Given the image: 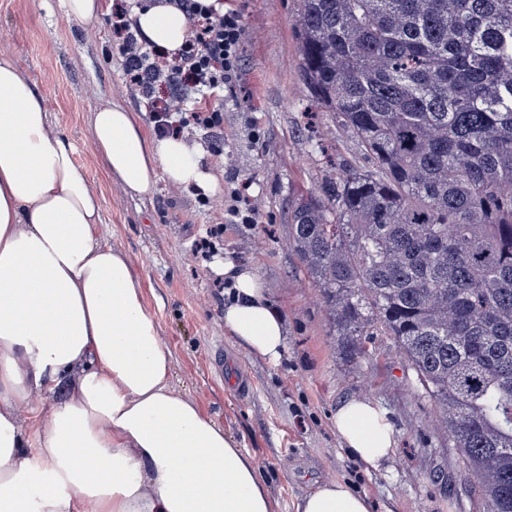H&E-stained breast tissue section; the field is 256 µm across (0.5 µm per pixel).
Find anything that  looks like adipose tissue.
<instances>
[{
  "mask_svg": "<svg viewBox=\"0 0 512 512\" xmlns=\"http://www.w3.org/2000/svg\"><path fill=\"white\" fill-rule=\"evenodd\" d=\"M142 41L177 53L190 37L168 0L133 14ZM108 176L134 197L159 179L214 191L201 146L146 132L122 104L92 116ZM72 142L51 132L43 97L0 59V512H274L254 458L171 382L172 357L144 303L128 255L101 243L102 197L76 167ZM224 331L247 354L279 361L286 326L249 266L218 264ZM67 396L23 429L14 414L30 391ZM353 454L378 467L395 444L372 401L334 416ZM295 512H370L336 480L297 500Z\"/></svg>",
  "mask_w": 512,
  "mask_h": 512,
  "instance_id": "1",
  "label": "adipose tissue"
}]
</instances>
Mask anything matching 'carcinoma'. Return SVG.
<instances>
[{
  "label": "carcinoma",
  "instance_id": "1",
  "mask_svg": "<svg viewBox=\"0 0 512 512\" xmlns=\"http://www.w3.org/2000/svg\"><path fill=\"white\" fill-rule=\"evenodd\" d=\"M312 99L372 167L293 211L288 246L354 358L383 331L512 512V0H297Z\"/></svg>",
  "mask_w": 512,
  "mask_h": 512
}]
</instances>
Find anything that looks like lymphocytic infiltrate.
Returning a JSON list of instances; mask_svg holds the SVG:
<instances>
[{"label":"lymphocytic infiltrate","mask_w":512,"mask_h":512,"mask_svg":"<svg viewBox=\"0 0 512 512\" xmlns=\"http://www.w3.org/2000/svg\"><path fill=\"white\" fill-rule=\"evenodd\" d=\"M187 16L192 36L181 52L156 61L127 12L114 13L111 25L120 39L123 70L130 89L146 103L159 134L182 135L188 127L213 130L222 124L221 107L210 104L216 92L233 88L245 38L242 14L235 8L203 5L201 0H168ZM194 91L198 101L188 115L175 117L170 100L156 97V85Z\"/></svg>","instance_id":"1"}]
</instances>
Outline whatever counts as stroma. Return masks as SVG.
Returning <instances> with one entry per match:
<instances>
[{
    "mask_svg": "<svg viewBox=\"0 0 512 512\" xmlns=\"http://www.w3.org/2000/svg\"><path fill=\"white\" fill-rule=\"evenodd\" d=\"M131 0H103L92 22L60 15L57 0H0V56L11 58L44 95L52 132L72 142L74 162L104 204L96 236L124 250L144 282L145 303L172 353V384L255 458L275 504L294 503L325 481L365 495L372 512H479L456 473V450L394 359L390 336H374L351 358L333 331L317 288L286 245L293 209L319 193L333 164L371 163L355 137L328 122L301 75L296 0H240L246 37L240 76L223 102L222 153L204 161L214 194L160 181L152 195H129L108 177L92 138L91 116L116 102L154 124L125 83L118 41L107 23ZM246 186L255 224H228L218 200ZM218 257L252 267L287 329L278 362L242 351L224 331V291L211 261L195 252L212 228ZM367 399L395 435L389 459L360 461L336 435L337 405Z\"/></svg>",
    "mask_w": 512,
    "mask_h": 512,
    "instance_id": "35a3bbf8",
    "label": "stroma"
}]
</instances>
